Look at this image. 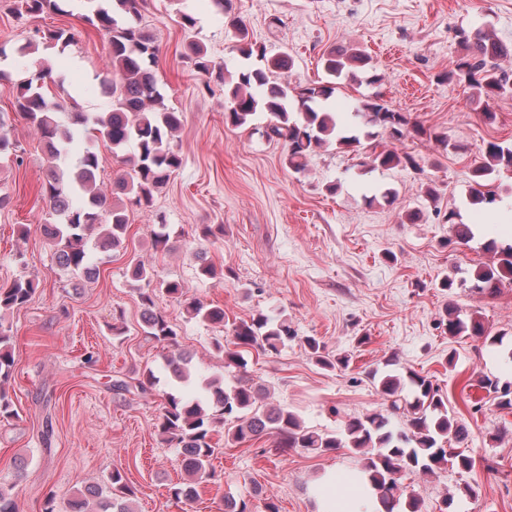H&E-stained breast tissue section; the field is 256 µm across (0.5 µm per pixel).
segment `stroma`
I'll list each match as a JSON object with an SVG mask.
<instances>
[{"instance_id": "35a3bbf8", "label": "stroma", "mask_w": 512, "mask_h": 512, "mask_svg": "<svg viewBox=\"0 0 512 512\" xmlns=\"http://www.w3.org/2000/svg\"><path fill=\"white\" fill-rule=\"evenodd\" d=\"M88 0H64L61 11L21 14L15 0H0V119L19 145L22 164L0 163V285L30 278L38 288L22 307L5 313L15 356L9 389L14 415L0 418V484L13 485L18 512H42L46 495L58 507L90 484L106 485L113 468L124 469L135 491V512H224L228 494L246 497L253 487L272 496L280 512H316L326 472L345 476L359 468L355 450L281 453L275 436L215 448L207 479L192 501L173 500L168 490L187 478L180 451L162 442L155 425L160 391L170 386L165 349L143 333L130 263L143 262L157 279L180 281L185 299L158 292L156 305L176 328L177 348L191 358L187 396L203 398L206 381L224 375L221 345L232 326L261 312L288 321L295 332L276 354L248 355L247 374L269 392L270 404L288 408L310 430L342 435L350 416L385 412L387 403L371 374L413 370L427 375L448 399V409L469 432L461 448L472 456L465 473L451 469L409 473L405 495L417 496L420 512H438L453 496L452 512H512V409L482 389L484 376L512 385V286L493 294L470 289L477 266L490 263L489 239H512V170L494 172L489 187L496 206L469 203L470 170L487 142L512 146V95L478 105L462 84L440 81L460 51L461 32L482 30L512 46V0H145L141 24L159 45L153 68L164 109L180 113L174 148L182 165L155 195L151 210H130L125 240L117 250L90 248L93 278L63 269L41 235L49 206L40 194L48 165L34 128L14 109L18 84L43 65L52 68L41 93L66 90L86 112H106L100 88L108 66L109 36L91 25ZM192 15L193 26L183 24ZM241 20L268 56L294 58L274 74L295 88L321 80L322 52L333 45L363 51L375 84H348L325 109L354 128L362 99L379 95L404 112L424 136L399 141L386 134L347 147L337 141L307 157L302 171L288 164L284 141L260 136L270 116L257 111L249 124L225 123L227 98L216 78L184 56L194 42L236 74L243 60L235 49ZM63 28L70 44L41 43L20 53L36 31ZM494 120H486V113ZM447 136L448 145L436 142ZM413 154L420 170L371 169L372 148ZM336 192H329V185ZM396 194L385 202V190ZM420 213L417 223L408 211ZM475 225L468 243L457 242L449 211ZM173 230L174 248H152L154 224ZM201 224H220L223 234L203 240ZM29 235H22V226ZM215 274H199V262ZM453 278L444 289V278ZM223 307L224 325L194 318L186 299ZM503 338L492 347L474 336L448 335L442 324L449 306ZM125 333L113 335L114 320ZM313 336L330 355L348 356V369L318 365L304 343ZM153 371L155 394L112 390L114 380ZM472 485L475 496L462 488Z\"/></svg>"}]
</instances>
